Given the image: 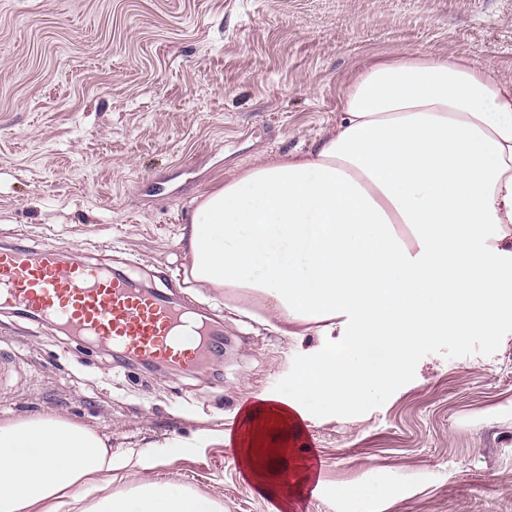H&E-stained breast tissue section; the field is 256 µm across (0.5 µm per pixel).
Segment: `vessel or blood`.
I'll use <instances>...</instances> for the list:
<instances>
[{
    "label": "vessel or blood",
    "mask_w": 512,
    "mask_h": 512,
    "mask_svg": "<svg viewBox=\"0 0 512 512\" xmlns=\"http://www.w3.org/2000/svg\"><path fill=\"white\" fill-rule=\"evenodd\" d=\"M126 261L92 263L14 233L0 241V309L101 342L127 356L189 374L213 362L224 322L193 316L170 290L146 285Z\"/></svg>",
    "instance_id": "1"
}]
</instances>
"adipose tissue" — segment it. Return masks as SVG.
<instances>
[{"instance_id":"adipose-tissue-1","label":"adipose tissue","mask_w":512,"mask_h":512,"mask_svg":"<svg viewBox=\"0 0 512 512\" xmlns=\"http://www.w3.org/2000/svg\"><path fill=\"white\" fill-rule=\"evenodd\" d=\"M339 112L312 151L256 161L195 200L181 232L195 282L281 335L319 326L290 393L239 415L237 461L259 487L282 474L309 401L357 409L437 337L492 339L512 318V79L455 53L377 59ZM131 464L139 483L112 491ZM156 465L60 415L0 421V512H224L151 477Z\"/></svg>"}]
</instances>
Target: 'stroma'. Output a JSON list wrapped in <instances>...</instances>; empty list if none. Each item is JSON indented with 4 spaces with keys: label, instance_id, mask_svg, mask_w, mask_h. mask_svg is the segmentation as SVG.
I'll list each match as a JSON object with an SVG mask.
<instances>
[{
    "label": "stroma",
    "instance_id": "obj_1",
    "mask_svg": "<svg viewBox=\"0 0 512 512\" xmlns=\"http://www.w3.org/2000/svg\"><path fill=\"white\" fill-rule=\"evenodd\" d=\"M454 52L512 78V0H0V236L53 239L130 274L184 279L194 199L335 129L371 59ZM224 355L187 375L0 313L16 373L0 420L59 414L145 452L224 512H512V323L442 336L358 412L311 404L287 478L259 490L227 436L252 395L290 391L295 344L213 288ZM174 442L193 446L170 457Z\"/></svg>",
    "mask_w": 512,
    "mask_h": 512
}]
</instances>
